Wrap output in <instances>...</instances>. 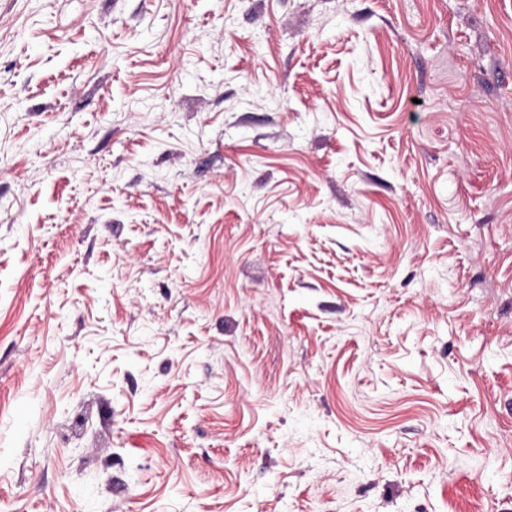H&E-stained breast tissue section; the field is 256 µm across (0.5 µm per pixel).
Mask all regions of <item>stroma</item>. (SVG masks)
<instances>
[{
  "label": "stroma",
  "mask_w": 512,
  "mask_h": 512,
  "mask_svg": "<svg viewBox=\"0 0 512 512\" xmlns=\"http://www.w3.org/2000/svg\"><path fill=\"white\" fill-rule=\"evenodd\" d=\"M512 512V0H0V512Z\"/></svg>",
  "instance_id": "35a3bbf8"
}]
</instances>
